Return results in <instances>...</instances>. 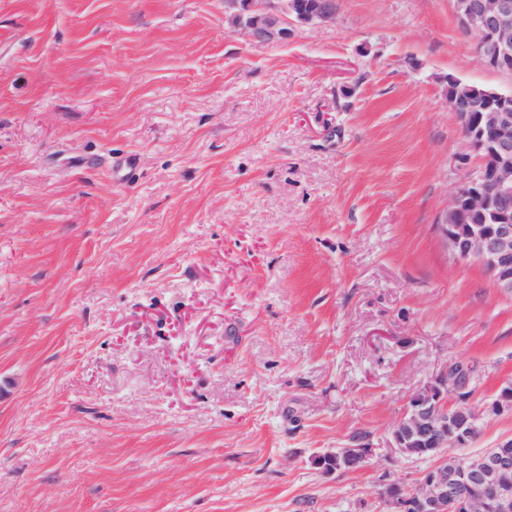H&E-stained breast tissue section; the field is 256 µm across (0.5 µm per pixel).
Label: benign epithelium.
<instances>
[{"label": "benign epithelium", "mask_w": 512, "mask_h": 512, "mask_svg": "<svg viewBox=\"0 0 512 512\" xmlns=\"http://www.w3.org/2000/svg\"><path fill=\"white\" fill-rule=\"evenodd\" d=\"M460 28L474 36L484 63L512 71V0H453ZM224 11L239 17L240 30L254 43L288 39L290 26L327 25L336 19V0H323L307 12L285 8L278 0H224ZM448 88L451 112L481 163L457 187L442 223L436 225L444 243L460 261L477 263L495 286L512 294V93L495 91L490 112H471V96L458 86ZM477 217L481 223L470 219ZM463 407L470 400L469 382L450 366L438 383L422 388L393 430L394 450L420 458L425 444L434 448H466L480 414L468 409L466 420L449 414L447 396ZM487 412L512 411V385L503 389ZM408 501L419 512H512V453L507 447L468 458L437 462L412 488Z\"/></svg>", "instance_id": "benign-epithelium-1"}]
</instances>
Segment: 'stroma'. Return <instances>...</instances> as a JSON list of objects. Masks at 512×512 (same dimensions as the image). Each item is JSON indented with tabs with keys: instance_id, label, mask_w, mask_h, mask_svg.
<instances>
[{
	"instance_id": "obj_1",
	"label": "stroma",
	"mask_w": 512,
	"mask_h": 512,
	"mask_svg": "<svg viewBox=\"0 0 512 512\" xmlns=\"http://www.w3.org/2000/svg\"><path fill=\"white\" fill-rule=\"evenodd\" d=\"M452 0H0V512H387L409 402L474 367L512 439V294L435 230L478 165ZM369 448L329 474L317 454ZM224 0V11L240 19V30L254 43L273 44L288 39L291 26L295 23L327 25L336 19V1L296 0L304 9L316 7L307 12L300 6L294 15L295 5L288 10L281 2L273 0Z\"/></svg>"
}]
</instances>
